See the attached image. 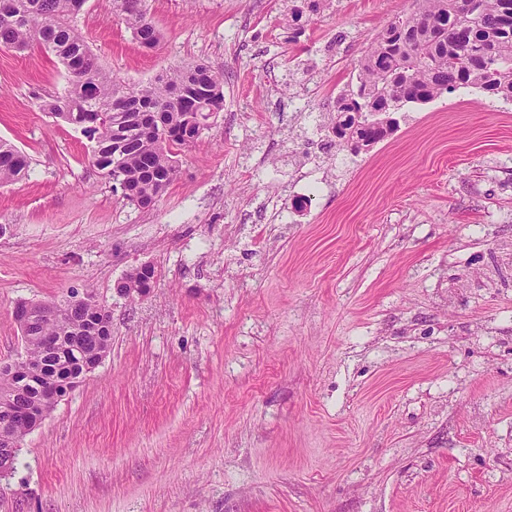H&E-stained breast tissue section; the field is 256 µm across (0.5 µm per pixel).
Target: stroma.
Here are the masks:
<instances>
[{"instance_id": "35a3bbf8", "label": "stroma", "mask_w": 512, "mask_h": 512, "mask_svg": "<svg viewBox=\"0 0 512 512\" xmlns=\"http://www.w3.org/2000/svg\"><path fill=\"white\" fill-rule=\"evenodd\" d=\"M146 8L152 49L88 0L76 24L105 70L224 75L146 209L42 110L67 88L57 60L0 47V139L31 159L0 187V362L22 350L18 301L91 292L112 316L106 358L0 477V512H512V101L461 88L354 151L336 101L414 0ZM143 263L149 293L117 294Z\"/></svg>"}]
</instances>
